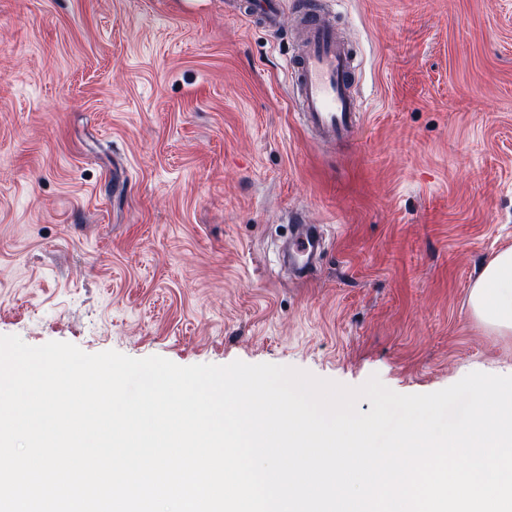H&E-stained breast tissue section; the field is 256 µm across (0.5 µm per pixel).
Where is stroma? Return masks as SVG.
I'll return each instance as SVG.
<instances>
[{"label": "stroma", "mask_w": 512, "mask_h": 512, "mask_svg": "<svg viewBox=\"0 0 512 512\" xmlns=\"http://www.w3.org/2000/svg\"><path fill=\"white\" fill-rule=\"evenodd\" d=\"M226 0H0V335L400 394L512 373V0H329L364 119L325 149ZM318 224L310 280L280 254ZM469 303L483 323L512 330V249L490 258L472 286Z\"/></svg>", "instance_id": "35a3bbf8"}]
</instances>
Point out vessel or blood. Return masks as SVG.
I'll return each mask as SVG.
<instances>
[{
  "label": "vessel or blood",
  "instance_id": "1",
  "mask_svg": "<svg viewBox=\"0 0 512 512\" xmlns=\"http://www.w3.org/2000/svg\"><path fill=\"white\" fill-rule=\"evenodd\" d=\"M252 9L262 25L278 27L280 0H255ZM298 24L302 44L287 63L298 112L317 144L330 148L343 145L352 139L363 119L352 90L354 51L339 39L331 17L320 10H304ZM321 250L320 227L301 224L288 259L305 274Z\"/></svg>",
  "mask_w": 512,
  "mask_h": 512
}]
</instances>
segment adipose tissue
<instances>
[{
  "label": "adipose tissue",
  "instance_id": "adipose-tissue-1",
  "mask_svg": "<svg viewBox=\"0 0 512 512\" xmlns=\"http://www.w3.org/2000/svg\"><path fill=\"white\" fill-rule=\"evenodd\" d=\"M473 314L483 323L512 330V249L484 265L469 294Z\"/></svg>",
  "mask_w": 512,
  "mask_h": 512
}]
</instances>
